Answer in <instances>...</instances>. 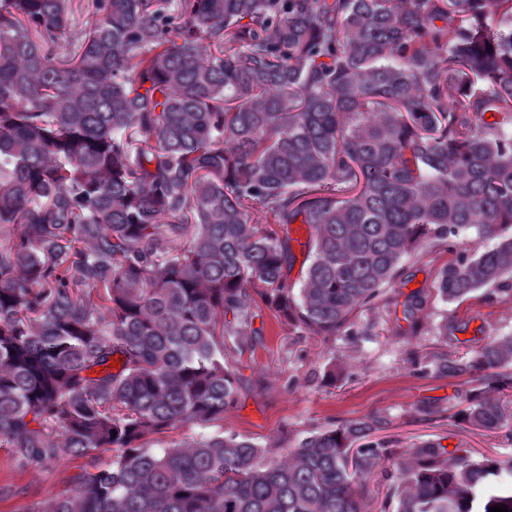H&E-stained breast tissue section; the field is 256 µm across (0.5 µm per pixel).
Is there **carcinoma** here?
<instances>
[{
  "label": "carcinoma",
  "instance_id": "obj_1",
  "mask_svg": "<svg viewBox=\"0 0 512 512\" xmlns=\"http://www.w3.org/2000/svg\"><path fill=\"white\" fill-rule=\"evenodd\" d=\"M88 5L76 31L72 0H0V448L115 451L49 512H366L387 461L393 512H512V458L387 448L381 414L293 446L207 432L256 295L353 336L405 256L472 227L496 243L438 295H512V0ZM413 361L474 383L455 420H512V336Z\"/></svg>",
  "mask_w": 512,
  "mask_h": 512
}]
</instances>
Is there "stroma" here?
Segmentation results:
<instances>
[{
	"instance_id": "35a3bbf8",
	"label": "stroma",
	"mask_w": 512,
	"mask_h": 512,
	"mask_svg": "<svg viewBox=\"0 0 512 512\" xmlns=\"http://www.w3.org/2000/svg\"><path fill=\"white\" fill-rule=\"evenodd\" d=\"M465 243L419 250L403 259L402 282L388 288L386 299L374 311L359 314L357 324H370L365 336L330 337L305 330L291 331L265 304H257L254 326L260 341L237 355L234 364L251 386L242 390L238 404L225 412L215 429L245 437L258 446L285 437L297 442L308 432L343 420L376 412L389 425L378 440L392 448H411L425 441L447 442L452 454L478 460L484 456L512 457V440L503 432L456 425L451 413L469 388L467 378L417 374L407 359L411 350L432 353L447 349L465 354L491 338L512 335V298L484 288L466 300L448 304L436 293L439 271L454 261L466 243L490 247V240L468 230ZM422 297L415 321L403 314L409 295ZM447 336H440V324ZM346 370L336 385L327 386L322 374L330 360ZM444 410V417L426 419L422 404ZM88 468L84 457H64L54 469L13 467L0 448V512H47L58 497L69 493Z\"/></svg>"
}]
</instances>
